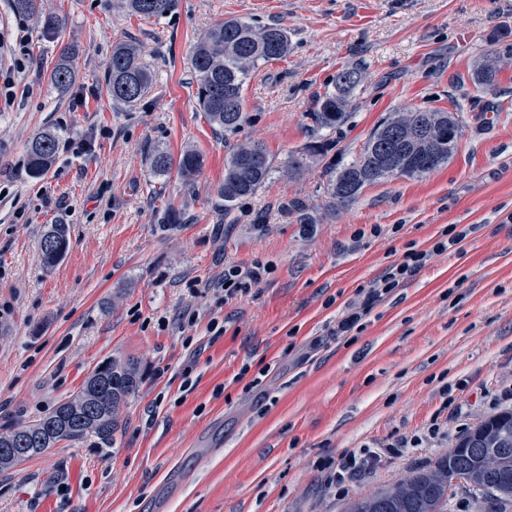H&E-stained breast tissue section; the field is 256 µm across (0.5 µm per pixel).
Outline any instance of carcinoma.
Segmentation results:
<instances>
[{"mask_svg":"<svg viewBox=\"0 0 512 512\" xmlns=\"http://www.w3.org/2000/svg\"><path fill=\"white\" fill-rule=\"evenodd\" d=\"M13 11L37 25L46 36L56 35L62 19L47 10L43 0H11ZM134 15L158 17L172 7V0H126ZM288 30L278 24L255 25L243 19H231L212 27L190 51V66L197 82V101L209 122L218 130L234 132L246 122L243 86L259 66L282 60L288 55ZM74 48H60L48 81L57 90H67L75 81L72 66ZM496 68L485 64L477 69L475 85L483 90L493 87ZM361 81V72L345 68L336 74L335 90L326 92L316 103L313 120L320 130H334L347 118L351 95ZM151 83L150 72L139 61L137 47L119 42L112 48L106 76L107 93L123 105H135ZM464 115L415 107L390 115L370 133L359 155L341 159L329 175L328 190L338 205L354 201L362 188L391 177H420L451 158L461 136ZM433 134L413 141L417 124ZM58 137L51 132L36 135L27 147V168L41 176L51 167ZM203 165L198 153L187 150L175 159L164 151L151 156V167L158 175L177 169L190 183ZM272 166L264 147L244 142L233 147L224 163V181L217 195L229 215L242 198L256 194L270 179ZM69 247V225L53 224L41 238L44 263L52 267L61 261ZM106 379L99 396L108 411L96 424L86 426L79 402L95 384L85 380L80 391L60 403L52 414L61 415L53 427L35 430L21 425L0 433V448L10 445L15 435L32 432L25 444L26 458L44 453L61 441L95 439V447L111 448L120 427L119 411L139 387L138 362L133 359L105 363ZM500 455L499 462L486 465L490 452ZM464 475L463 487L481 499L485 512H512V410L491 416L460 438L448 454L434 465L415 471L395 486L396 492L384 498L367 495L351 502L347 512H448V483Z\"/></svg>","mask_w":512,"mask_h":512,"instance_id":"obj_1","label":"carcinoma"}]
</instances>
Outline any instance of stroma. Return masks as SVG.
Instances as JSON below:
<instances>
[{"instance_id":"obj_1","label":"stroma","mask_w":512,"mask_h":512,"mask_svg":"<svg viewBox=\"0 0 512 512\" xmlns=\"http://www.w3.org/2000/svg\"><path fill=\"white\" fill-rule=\"evenodd\" d=\"M45 5L64 25L53 38L28 28V66L0 100V432L75 395L101 363L137 360L140 383L114 447L63 441L0 470V512H345L512 410V0H174L150 18L124 0ZM233 18L287 27L291 50L246 82L249 119L226 134L197 103L189 51ZM70 42L76 79L59 92L47 74ZM119 42L153 74L131 108L104 83ZM487 62L489 91L472 79ZM345 68L363 74L349 119L316 129L315 104ZM409 107L465 111L448 163L333 207V165ZM45 130L56 160L34 179L26 145ZM246 140L273 174L227 215L224 160ZM316 143L288 177L291 155ZM157 149L204 166L189 185L155 175ZM168 210L184 222L163 231ZM59 223L69 248L48 267L39 241ZM452 224L469 230L463 252L434 255L361 330L336 335L361 285ZM256 261L269 272L248 293L213 288L225 266ZM436 420L439 436L337 491L343 455Z\"/></svg>"}]
</instances>
